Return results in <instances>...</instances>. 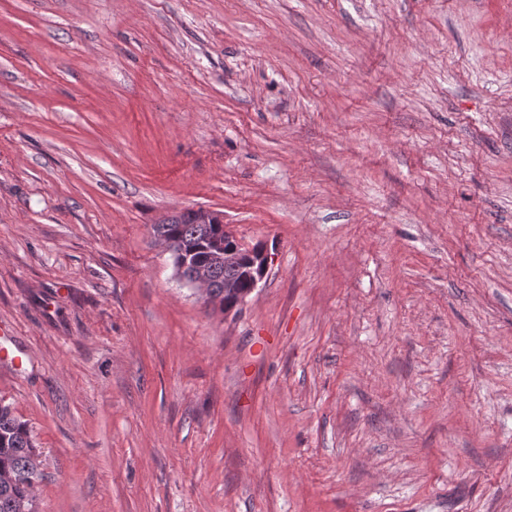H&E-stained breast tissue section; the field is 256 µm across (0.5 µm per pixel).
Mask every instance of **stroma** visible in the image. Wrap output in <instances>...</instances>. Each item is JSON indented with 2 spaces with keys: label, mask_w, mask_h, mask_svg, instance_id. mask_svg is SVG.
Segmentation results:
<instances>
[{
  "label": "stroma",
  "mask_w": 512,
  "mask_h": 512,
  "mask_svg": "<svg viewBox=\"0 0 512 512\" xmlns=\"http://www.w3.org/2000/svg\"><path fill=\"white\" fill-rule=\"evenodd\" d=\"M0 402L38 512H512V0H0ZM186 210L177 215H171L162 224H154L153 232L156 237L173 240L179 248H183L191 259H198L205 255L204 249L217 238L218 232L204 224H224L223 218L208 209L197 208ZM161 242L173 257L176 274L179 279L197 289L203 298L202 300H205L207 303H209L210 299L205 290L206 269L208 266L224 263V265H234L240 272L244 273V277L250 281V288L244 292H237L235 303L231 307H224V293H226L229 288H239L238 283H224V281L233 279L238 282L240 279L239 271L237 268H226L224 266L217 267L213 271L215 288H210L209 294L212 298H220V308L224 311L225 316H228L232 312L236 314L241 309L250 295L258 287L259 283L267 277L274 261L273 254L270 253L266 247H246L239 243L234 247L226 249L217 248L213 250L206 261L195 264V271L192 276H189L185 274L188 262H183L182 259L177 258L181 252L175 251L173 242L166 240H162Z\"/></svg>",
  "instance_id": "obj_1"
}]
</instances>
